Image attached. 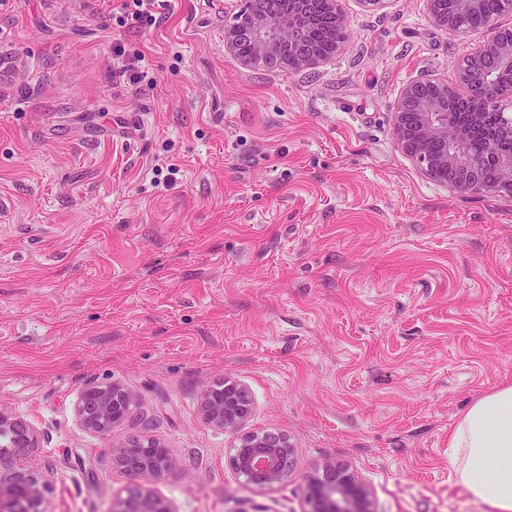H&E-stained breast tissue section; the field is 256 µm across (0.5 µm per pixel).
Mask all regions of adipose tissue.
I'll return each mask as SVG.
<instances>
[{
    "label": "adipose tissue",
    "instance_id": "1",
    "mask_svg": "<svg viewBox=\"0 0 512 512\" xmlns=\"http://www.w3.org/2000/svg\"><path fill=\"white\" fill-rule=\"evenodd\" d=\"M453 474L490 512H512V383L475 399L448 436Z\"/></svg>",
    "mask_w": 512,
    "mask_h": 512
}]
</instances>
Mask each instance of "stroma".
I'll list each match as a JSON object with an SVG mask.
<instances>
[{
    "label": "stroma",
    "instance_id": "obj_1",
    "mask_svg": "<svg viewBox=\"0 0 512 512\" xmlns=\"http://www.w3.org/2000/svg\"><path fill=\"white\" fill-rule=\"evenodd\" d=\"M341 6L345 49L294 69L225 52L246 0H156L140 27L120 0H0V408L40 437L11 464L43 512H117L136 435L179 462L149 483L173 512H307L327 459L377 512H486L448 435L512 382V194L426 180L392 135L402 88L484 33ZM226 380L252 398L235 430L201 413ZM109 382L137 421L87 431L77 399ZM266 429L294 463L257 487L230 458Z\"/></svg>",
    "mask_w": 512,
    "mask_h": 512
}]
</instances>
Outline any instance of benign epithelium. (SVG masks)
Here are the masks:
<instances>
[{"label":"benign epithelium","instance_id":"obj_1","mask_svg":"<svg viewBox=\"0 0 512 512\" xmlns=\"http://www.w3.org/2000/svg\"><path fill=\"white\" fill-rule=\"evenodd\" d=\"M314 0H294L286 15L277 11V0H249L242 11L244 23L239 38L251 46V54L240 53L234 39L225 40V51L249 65L260 60L277 65L293 55L301 66L318 64L313 47L305 40L313 18ZM321 10L330 17L335 31H346L340 0H320ZM429 14L435 25L457 29L455 16L444 12L437 0H429ZM487 38L473 45L458 64L457 83L422 77L402 90L393 112V136L398 147L416 160L423 175L438 184L469 194L499 192L512 194V155L498 159L500 176L489 183L484 176L485 151L497 134L512 136V115L495 112L496 128L481 139L484 150L473 145L471 133L455 124L450 112L458 98L496 100L512 90V35H505L499 17L488 19L483 27ZM440 141L444 151L431 156L421 146ZM133 393L116 383L91 384L84 388L76 405V416L85 429L105 434L121 421H135ZM251 405L247 387L226 382L221 389L204 393L201 410L204 419L217 427L234 429L246 417ZM38 447L33 428L21 417L0 408V465L5 458L23 456ZM294 449L288 437L275 431L241 436L231 457V465L250 483L264 487L283 481L289 473ZM130 476L142 480L123 501L118 512H170L143 480L161 476L178 465L177 459L160 443L136 438L115 458ZM316 477L308 488V512H376L368 487L350 469L333 460L316 466ZM46 485L40 476L24 471L0 469V512H42Z\"/></svg>","mask_w":512,"mask_h":512}]
</instances>
